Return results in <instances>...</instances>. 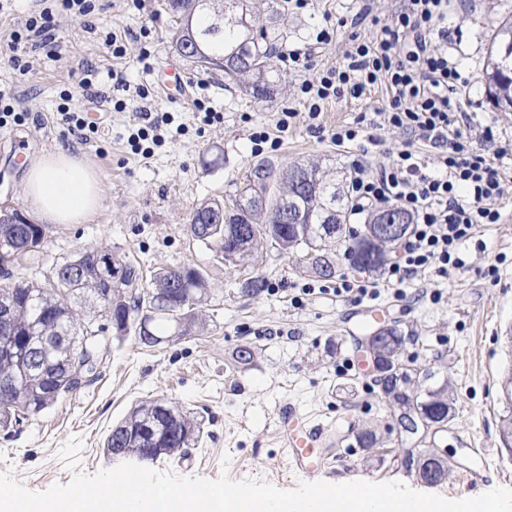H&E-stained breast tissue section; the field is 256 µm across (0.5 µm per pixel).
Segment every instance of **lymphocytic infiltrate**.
I'll list each match as a JSON object with an SVG mask.
<instances>
[{
    "label": "lymphocytic infiltrate",
    "mask_w": 512,
    "mask_h": 512,
    "mask_svg": "<svg viewBox=\"0 0 512 512\" xmlns=\"http://www.w3.org/2000/svg\"><path fill=\"white\" fill-rule=\"evenodd\" d=\"M41 2V10L29 14L11 34L10 62L22 74L31 70L36 52L57 55L51 25L55 14L65 12L83 20L96 10V0ZM448 5L449 0H398L391 20L378 24L373 37L352 36L346 65L328 68L304 80L300 88L312 120L332 98L359 99L378 85L389 95L388 109L357 113L352 123L337 127L331 139L367 153L377 144L372 129L389 126L402 130L410 141L378 174L354 164L347 186L353 214L392 200L413 219L410 236L387 271L385 283L395 289L431 268L442 274L461 268L457 246L470 239L479 225L495 224L501 218L495 206L503 195L498 161L512 152V141L501 143L491 154L478 151L473 146L478 135L458 119L452 96L461 74L443 45L448 38L443 26ZM136 96L142 123L127 142L139 154L144 142L161 139L162 127L171 118L156 114L148 87L137 88ZM420 140L435 148L449 145V152L438 157V173L425 172L412 149V142Z\"/></svg>",
    "instance_id": "lymphocytic-infiltrate-1"
}]
</instances>
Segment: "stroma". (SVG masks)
I'll list each match as a JSON object with an SVG mask.
<instances>
[{
    "label": "stroma",
    "instance_id": "obj_1",
    "mask_svg": "<svg viewBox=\"0 0 512 512\" xmlns=\"http://www.w3.org/2000/svg\"><path fill=\"white\" fill-rule=\"evenodd\" d=\"M95 31L58 16L55 58H40L33 69L18 74L10 65L8 35L33 8L32 0H0V89L22 98L30 116L23 125L0 129V203L27 210L26 171L32 160L65 146L101 177L103 202L86 224H54L47 231L46 250L60 259L82 248L121 253L144 276L153 271L192 264L209 275L210 298L199 309L202 335L185 336L159 347L141 348L129 337L111 344L100 378L70 394L11 433L0 432V471H8L25 487L43 491L68 483L71 472L57 456L71 438L83 441L80 469L92 474L117 466L102 447L112 426L133 407L164 399L194 412L203 435L186 457L154 460L153 469L210 479L228 473L234 480L261 478L281 489L296 487L300 474L289 471L282 452L279 412L290 407L304 420L327 430L319 451L324 468L319 480L332 484L353 480H398L409 487L446 498L478 496L495 487L512 488V456L500 441L499 425L512 380V155L500 161L505 173L504 195L498 203L499 223L482 227L459 247L463 267L450 275L429 269L413 279L404 296L380 289L362 303L336 295L345 279L360 273L344 255L336 257L332 277L305 273L299 255L276 251L257 254L249 270L229 266L214 249L193 240L188 218L196 204L238 196L260 158L283 164H317L339 186H347L350 164L361 159L376 173L404 149L402 131L374 129L377 147L363 157L352 146L330 139L336 126L355 113L385 107L384 89L364 97L347 96L325 103L316 121H309L300 86L309 75L342 66L351 33L370 36V22L354 24L358 0H307L297 9L289 0H249L254 13L277 6L286 15L282 49L299 48L309 55V69L278 65L280 81L272 99L242 92L223 73H208L181 61L171 44L175 17L168 0H98ZM512 15V0H451L448 44L459 59L464 78L454 100L474 126L492 127L496 140H512V112H501L489 100L482 79L489 48L500 21ZM152 30L149 64L139 59L135 36ZM337 28L329 44L315 41L323 27ZM128 34L127 54L113 58L105 45L107 33ZM95 70L94 84L102 96L87 101L79 86L78 61ZM181 66L185 82L167 86L163 73ZM206 84L219 122L201 126L189 106L195 85ZM148 86L156 93L158 111L172 113L174 127L152 155L133 154L127 144L140 125L132 91ZM70 90L73 106L101 117L104 130L91 141L69 133L58 113L61 90ZM297 113L277 150L253 152L252 135L274 128L282 109ZM264 277L267 287L256 296L240 288L245 274ZM377 313L378 324L396 326L405 338L402 364L414 372L418 387L428 375L449 379L455 416L447 429L429 435L424 445L446 450L457 467L448 480H420L394 447L380 449L374 460L356 442L359 425L377 426L381 433L396 428L374 373L361 367L356 343L368 330L366 320ZM259 345L253 365L235 367L232 356L244 344ZM488 451L485 468L477 466V449ZM475 471L467 481V471Z\"/></svg>",
    "mask_w": 512,
    "mask_h": 512
}]
</instances>
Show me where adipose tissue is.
Masks as SVG:
<instances>
[{"label": "adipose tissue", "mask_w": 512, "mask_h": 512, "mask_svg": "<svg viewBox=\"0 0 512 512\" xmlns=\"http://www.w3.org/2000/svg\"><path fill=\"white\" fill-rule=\"evenodd\" d=\"M24 194L43 222L84 224L98 211L101 183L96 172L60 146L31 163Z\"/></svg>", "instance_id": "1"}]
</instances>
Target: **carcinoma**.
<instances>
[{"label":"carcinoma","mask_w":512,"mask_h":512,"mask_svg":"<svg viewBox=\"0 0 512 512\" xmlns=\"http://www.w3.org/2000/svg\"><path fill=\"white\" fill-rule=\"evenodd\" d=\"M168 4L180 17L172 41L181 57L203 71H222L232 80L246 76L245 91L256 98L265 92L273 97L279 77L273 58L275 44L283 39L282 11L271 9L269 24L256 33L247 20L246 0H168ZM497 37L485 81L495 108L512 112V21L502 23ZM298 166L293 162L280 167L271 161L254 166L232 206L213 199L193 211L192 239L214 248L223 258L234 255L235 267L245 265L260 250L281 254L301 250L306 271L321 278L333 274L336 250L348 243H361L362 251L351 256L359 271L376 272L391 263L403 237L376 244L349 233L344 195L336 182L309 164L305 165L306 176L288 173ZM326 200L336 210L339 243L338 238L317 237L319 225L328 216ZM9 212L18 210L0 204V265L18 255H27L36 263L44 260L47 225L15 224ZM117 277L121 278L119 285L111 282ZM52 279L45 286L15 283L0 287V298H13V345L7 350L0 347V381L17 382L11 394L0 395V431L6 433L75 391L72 375L77 368L92 372L87 384L98 379L94 349L83 343L85 327L94 325L118 341L132 333L140 346L153 348L171 336H187L198 329L201 322L195 309L209 297L208 275L200 268L187 264L159 270L148 287L136 265L107 250H82L52 263ZM90 301L99 304L101 314L80 316ZM43 339L51 347L47 363L35 351ZM403 343L397 328L381 325L364 336L361 346L383 368L394 371L401 368ZM257 350L256 346L237 350L234 366L252 365ZM388 402L397 412L401 404L408 403L432 423L446 424L454 417L452 389L446 379L421 393L408 388L388 397ZM202 434L201 422L193 413L161 399L146 400L112 427L103 453L151 461L176 453L183 458ZM356 439L369 453L384 443L370 426L359 429ZM405 453L426 483L445 481L453 471V463L436 448L415 453L407 449Z\"/></svg>","instance_id":"1"}]
</instances>
